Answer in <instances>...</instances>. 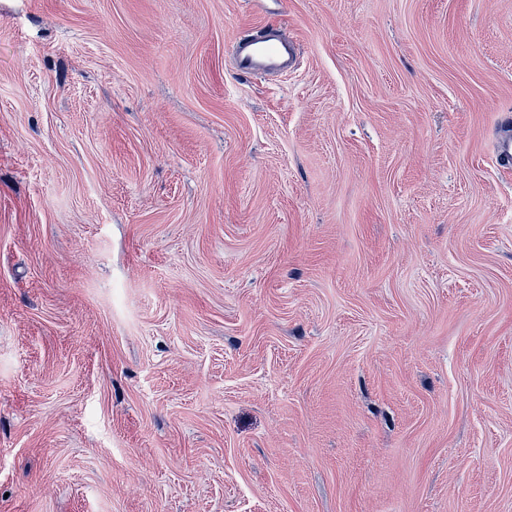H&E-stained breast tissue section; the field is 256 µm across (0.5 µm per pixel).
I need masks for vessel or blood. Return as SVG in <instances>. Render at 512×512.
I'll return each instance as SVG.
<instances>
[{"label": "vessel or blood", "mask_w": 512, "mask_h": 512, "mask_svg": "<svg viewBox=\"0 0 512 512\" xmlns=\"http://www.w3.org/2000/svg\"><path fill=\"white\" fill-rule=\"evenodd\" d=\"M232 51L235 70L249 77L288 73L298 60L295 43L275 29L238 37Z\"/></svg>", "instance_id": "vessel-or-blood-1"}]
</instances>
